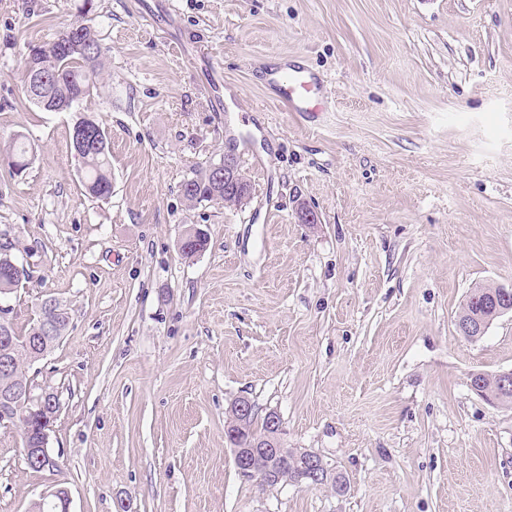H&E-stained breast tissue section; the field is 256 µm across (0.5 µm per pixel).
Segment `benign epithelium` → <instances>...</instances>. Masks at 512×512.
<instances>
[{
    "mask_svg": "<svg viewBox=\"0 0 512 512\" xmlns=\"http://www.w3.org/2000/svg\"><path fill=\"white\" fill-rule=\"evenodd\" d=\"M224 167V194L230 195L234 200V206H240L250 194V189L245 181L241 179L240 169L236 158L231 154L224 155V160L219 162ZM43 316L40 319L38 336L31 339L32 361L43 358L60 340L56 332L60 331L58 319L63 309L54 298H46L42 301ZM10 307L0 303V426H10L17 423V414L14 404L23 402L27 405L30 413L40 417L42 428L38 437L37 446L25 449L26 459L41 461L50 469L60 468V459L48 448L50 431L52 430L56 414L54 410L60 406L59 398L53 393H44L40 396H33L30 384H18L9 377V366L15 343L12 337L6 335L10 326ZM499 397L486 393L479 384L471 385L479 395L487 400L497 403L499 398L512 392V371L500 373ZM253 412L252 403L246 398H240L234 402L231 408L233 424L227 426L225 437L233 448L234 464L247 478H264L274 468L278 459L293 452L297 456H304L308 460V470L302 474L298 483L313 484L328 475L329 467L321 454L308 448H284L282 438L283 429L280 417L276 412L266 414L267 433L261 441L252 444L249 448L237 446L238 432L245 420ZM69 493L61 487H54L45 490L34 504V508L50 507L57 512H69Z\"/></svg>",
    "mask_w": 512,
    "mask_h": 512,
    "instance_id": "benign-epithelium-1",
    "label": "benign epithelium"
}]
</instances>
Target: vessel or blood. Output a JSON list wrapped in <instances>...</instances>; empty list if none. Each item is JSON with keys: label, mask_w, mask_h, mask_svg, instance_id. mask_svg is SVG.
<instances>
[{"label": "vessel or blood", "mask_w": 512, "mask_h": 512, "mask_svg": "<svg viewBox=\"0 0 512 512\" xmlns=\"http://www.w3.org/2000/svg\"><path fill=\"white\" fill-rule=\"evenodd\" d=\"M264 81L287 111L315 112L323 107L318 82L306 68L289 65L283 59L265 71Z\"/></svg>", "instance_id": "b4317fda"}]
</instances>
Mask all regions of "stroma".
<instances>
[{
  "label": "stroma",
  "instance_id": "stroma-1",
  "mask_svg": "<svg viewBox=\"0 0 512 512\" xmlns=\"http://www.w3.org/2000/svg\"><path fill=\"white\" fill-rule=\"evenodd\" d=\"M83 4L0 0V234L30 270L5 302L20 335L44 298L71 316L26 368L59 396L61 467L31 469L0 426V512L54 486L71 512H512V406L469 386L512 369V313L455 329L473 286L512 285V0ZM78 21L107 50L96 89L75 113L24 104L30 46ZM284 57L323 111L272 103L256 76ZM81 113L108 136L106 199L81 183ZM227 153L249 198L186 201ZM241 397L347 492L242 476Z\"/></svg>",
  "mask_w": 512,
  "mask_h": 512
}]
</instances>
